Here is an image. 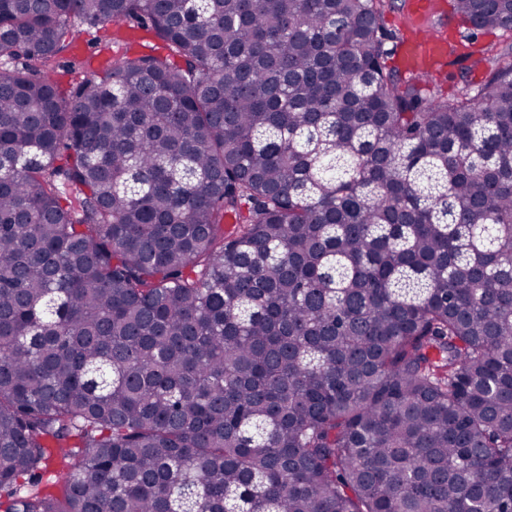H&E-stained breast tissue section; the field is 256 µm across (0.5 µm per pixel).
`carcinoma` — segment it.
Returning <instances> with one entry per match:
<instances>
[{"label":"carcinoma","mask_w":512,"mask_h":512,"mask_svg":"<svg viewBox=\"0 0 512 512\" xmlns=\"http://www.w3.org/2000/svg\"><path fill=\"white\" fill-rule=\"evenodd\" d=\"M385 7L0 0V512H512V49ZM404 5L407 15L421 28L401 46V60L409 72L430 76L447 59L448 42L443 30L428 29L425 24L431 18L441 19L445 8L440 0H406ZM76 39L71 52L60 61L61 66L57 69L58 78L63 87L77 84L85 78L87 68L97 69L106 66L112 62V56L126 54L135 56L141 52H148L150 48L144 45L161 46L150 34L141 29L122 28L121 33L136 34L142 39L135 45L127 46L125 44L117 46L111 45L109 49L102 48L97 44L99 35L94 29H88L87 26L79 25L76 27ZM68 61H75L74 67H67ZM456 59L454 57L448 58L447 65L439 66L434 77L429 82H421V86L426 93H438L446 97L456 91L457 74L461 67L459 64L454 63Z\"/></svg>","instance_id":"carcinoma-1"}]
</instances>
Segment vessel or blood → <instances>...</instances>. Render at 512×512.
<instances>
[{"mask_svg":"<svg viewBox=\"0 0 512 512\" xmlns=\"http://www.w3.org/2000/svg\"><path fill=\"white\" fill-rule=\"evenodd\" d=\"M405 8L417 29L401 46V60L410 72L432 75L436 66L446 60L448 43L440 30L427 28L426 23L432 18H442L445 8L441 0H405Z\"/></svg>","mask_w":512,"mask_h":512,"instance_id":"obj_1","label":"vessel or blood"}]
</instances>
